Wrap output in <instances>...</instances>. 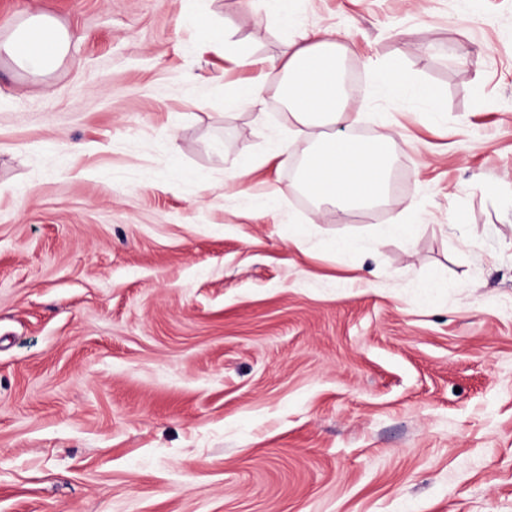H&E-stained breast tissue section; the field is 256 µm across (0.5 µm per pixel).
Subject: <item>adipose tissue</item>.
Wrapping results in <instances>:
<instances>
[{"instance_id": "1", "label": "adipose tissue", "mask_w": 512, "mask_h": 512, "mask_svg": "<svg viewBox=\"0 0 512 512\" xmlns=\"http://www.w3.org/2000/svg\"><path fill=\"white\" fill-rule=\"evenodd\" d=\"M186 19L200 39L222 48L243 63L251 58L237 41L220 29L207 12L187 8ZM71 33L55 19L35 14L12 32L0 35V56L32 73H47L67 56ZM345 47L335 33L289 43L283 56L259 60L261 69L278 76V93L288 110V136L278 140L267 155L245 156L234 176L247 178L267 159L288 164L295 142L305 144V160L297 185L316 203L362 208L381 201L388 190L393 158L390 132L368 139L330 135V128L349 127L359 119L339 87L338 63ZM381 91L391 98L410 97L433 104L431 90L415 83L404 70L389 67L378 76Z\"/></svg>"}]
</instances>
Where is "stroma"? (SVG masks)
I'll use <instances>...</instances> for the list:
<instances>
[{"label": "stroma", "mask_w": 512, "mask_h": 512, "mask_svg": "<svg viewBox=\"0 0 512 512\" xmlns=\"http://www.w3.org/2000/svg\"><path fill=\"white\" fill-rule=\"evenodd\" d=\"M196 5L256 57L340 32L393 185L233 180L288 133L277 78L224 109L259 70L180 0H0L74 35L44 75L0 58V512H512V0ZM381 91L390 98L410 97L429 106H434V97L431 90L421 84L415 83L413 78L404 70L389 67L378 75ZM263 89L264 84L261 82H250L237 86L232 94L224 95V109H233L252 103L262 95Z\"/></svg>", "instance_id": "35a3bbf8"}]
</instances>
